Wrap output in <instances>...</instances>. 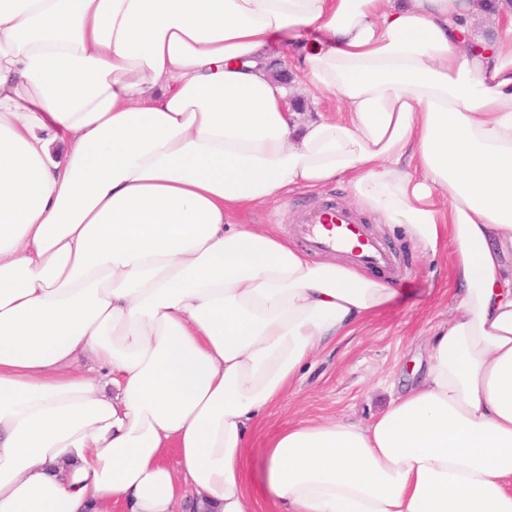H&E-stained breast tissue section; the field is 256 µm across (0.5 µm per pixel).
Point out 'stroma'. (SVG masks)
Wrapping results in <instances>:
<instances>
[{
    "label": "stroma",
    "mask_w": 512,
    "mask_h": 512,
    "mask_svg": "<svg viewBox=\"0 0 512 512\" xmlns=\"http://www.w3.org/2000/svg\"><path fill=\"white\" fill-rule=\"evenodd\" d=\"M327 204L353 213L388 246L395 270L371 268L367 274L391 284L396 295L353 333L325 343L280 405L256 422L243 465L257 512H276L261 491V473L265 448L283 422L289 418H336L368 423L386 408L389 384L403 387L420 380L427 361L426 342L452 319L456 305L459 285L453 272V243L444 241L436 251H421L402 226L382 223L356 204L345 181L330 183L317 192L290 193L246 210L235 220L268 227L297 246L301 240L296 226L302 212Z\"/></svg>",
    "instance_id": "35a3bbf8"
}]
</instances>
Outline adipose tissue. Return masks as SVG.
<instances>
[{"label": "adipose tissue", "instance_id": "adipose-tissue-1", "mask_svg": "<svg viewBox=\"0 0 512 512\" xmlns=\"http://www.w3.org/2000/svg\"><path fill=\"white\" fill-rule=\"evenodd\" d=\"M473 0H0V512H255L243 453L394 290L233 224L343 178L456 314L364 425L268 444L277 512H512V23ZM337 96L304 118L274 44ZM66 154L56 159L55 148ZM480 14L481 16L472 23V28L470 30L474 41L469 36L468 32L460 34L466 48L473 51L485 50V45L478 44L475 41H484L489 32L495 34L504 25V23L508 21L509 17L511 18L512 10L508 8L500 9V11H497L496 13H485L480 11Z\"/></svg>", "mask_w": 512, "mask_h": 512}]
</instances>
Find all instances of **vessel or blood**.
<instances>
[{
	"mask_svg": "<svg viewBox=\"0 0 512 512\" xmlns=\"http://www.w3.org/2000/svg\"><path fill=\"white\" fill-rule=\"evenodd\" d=\"M299 234L310 249L330 251L350 247V257L363 267L392 268L393 257L386 245L369 235L364 224L351 213L325 207L306 211Z\"/></svg>",
	"mask_w": 512,
	"mask_h": 512,
	"instance_id": "obj_1",
	"label": "vessel or blood"
}]
</instances>
